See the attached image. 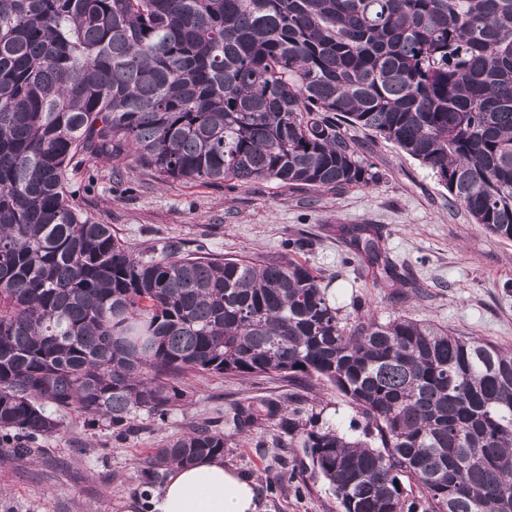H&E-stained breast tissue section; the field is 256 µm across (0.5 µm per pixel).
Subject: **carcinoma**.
<instances>
[{"instance_id":"cac0c4a2","label":"carcinoma","mask_w":512,"mask_h":512,"mask_svg":"<svg viewBox=\"0 0 512 512\" xmlns=\"http://www.w3.org/2000/svg\"><path fill=\"white\" fill-rule=\"evenodd\" d=\"M357 125L512 240V0H0V431L30 456L72 407L165 419L188 372L326 382L359 436L302 432L340 512H512V349L398 316L342 317L283 252L144 257L70 201L69 172L133 158L184 182L346 189ZM383 288L379 228L346 229ZM282 410L237 409L252 427ZM224 455L197 429L139 464ZM422 497H409L405 483Z\"/></svg>"}]
</instances>
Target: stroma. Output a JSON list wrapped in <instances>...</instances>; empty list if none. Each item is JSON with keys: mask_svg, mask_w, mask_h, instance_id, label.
I'll list each match as a JSON object with an SVG mask.
<instances>
[{"mask_svg": "<svg viewBox=\"0 0 512 512\" xmlns=\"http://www.w3.org/2000/svg\"><path fill=\"white\" fill-rule=\"evenodd\" d=\"M359 156L378 177L342 190L282 187L257 182L223 186L164 180L143 172L132 159L98 160L69 176L73 201L139 251L171 242L185 250L224 258L266 256L291 239H311L296 258L330 283L329 298L343 315L354 303L379 320L397 316L426 320L459 336L512 348V240L473 223L454 207L447 189L427 168L395 144L367 131H347ZM97 182H88L89 173ZM372 224L400 270L423 289L373 285L371 270L354 258L343 226ZM182 387L186 405L160 421L141 413L123 433L106 420L88 425L77 409L61 413L60 431L38 453L10 460L0 447V512H145L146 484L137 463L156 448L200 427L224 437V464L253 481L257 512H337L328 485L277 482L301 470V443H289L279 419L235 430L236 404L259 399L341 432L363 426L349 400L331 385L276 377L240 379L196 373Z\"/></svg>", "mask_w": 512, "mask_h": 512, "instance_id": "obj_1", "label": "stroma"}]
</instances>
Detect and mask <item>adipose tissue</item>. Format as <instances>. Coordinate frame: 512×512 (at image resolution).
<instances>
[{"instance_id":"ef3b65f1","label":"adipose tissue","mask_w":512,"mask_h":512,"mask_svg":"<svg viewBox=\"0 0 512 512\" xmlns=\"http://www.w3.org/2000/svg\"><path fill=\"white\" fill-rule=\"evenodd\" d=\"M149 502L150 512H256L257 507L251 480L226 469L217 457L173 466Z\"/></svg>"}]
</instances>
